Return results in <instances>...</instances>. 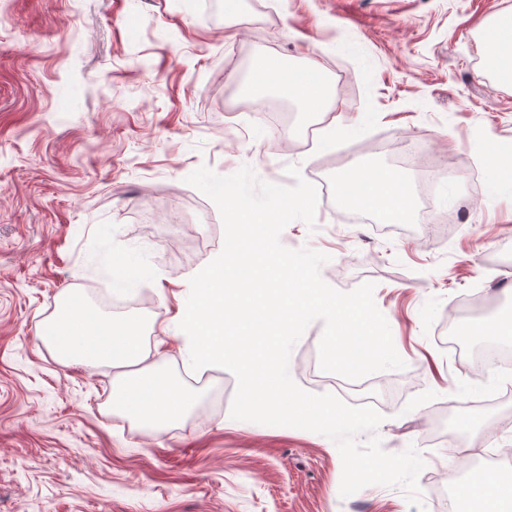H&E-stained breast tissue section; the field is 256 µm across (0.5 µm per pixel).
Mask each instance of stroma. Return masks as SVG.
Here are the masks:
<instances>
[{"label":"stroma","instance_id":"obj_1","mask_svg":"<svg viewBox=\"0 0 512 512\" xmlns=\"http://www.w3.org/2000/svg\"><path fill=\"white\" fill-rule=\"evenodd\" d=\"M0 0V512H435L398 486L370 485L341 498L342 460L329 438L303 429L229 426L235 376L188 370L175 339L187 276L223 245L216 205L186 178L201 166L227 176L250 167L263 182L333 184L359 164L418 183L376 141L407 138L430 157L483 181L469 144L512 138V84L495 82L478 41L512 0ZM274 57L314 58L326 77L347 74L325 125L359 123L341 147L306 145L305 112L285 115L287 139L251 133L237 104L251 67ZM462 228L440 222L372 228L338 200L319 201L316 226L287 225L291 249L328 254L323 280L342 292L375 285L405 369L378 404L386 452L415 445L420 480L449 486L476 473L449 463L440 434L475 447L492 436L512 450V379L474 376L448 347L483 316L512 314V268L480 279L482 264L512 240V201L480 205L460 184L435 203ZM214 215L197 224L199 211ZM139 254L151 306L147 345L190 387L199 407L161 434L127 433L108 418L111 368L63 364L38 336L61 296L111 294L102 247ZM322 322L295 345L299 385L345 397L341 376L311 369ZM470 404L455 406L458 386Z\"/></svg>","mask_w":512,"mask_h":512}]
</instances>
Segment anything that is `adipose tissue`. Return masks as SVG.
<instances>
[{"label": "adipose tissue", "instance_id": "ef3b65f1", "mask_svg": "<svg viewBox=\"0 0 512 512\" xmlns=\"http://www.w3.org/2000/svg\"><path fill=\"white\" fill-rule=\"evenodd\" d=\"M488 70L502 83L512 84V13L499 14L482 34ZM282 97L308 111L331 102L332 93L320 64L304 60L291 68L266 57L254 67L248 83V99ZM477 147L486 166L488 197L512 198V139L486 137ZM336 196L347 206L381 216L387 223L401 224L413 217L410 186L387 169L358 165L336 182ZM99 262L112 281L113 294L126 293L148 268L132 252L104 248ZM458 512H512V473L489 472L468 480L456 497Z\"/></svg>", "mask_w": 512, "mask_h": 512}]
</instances>
